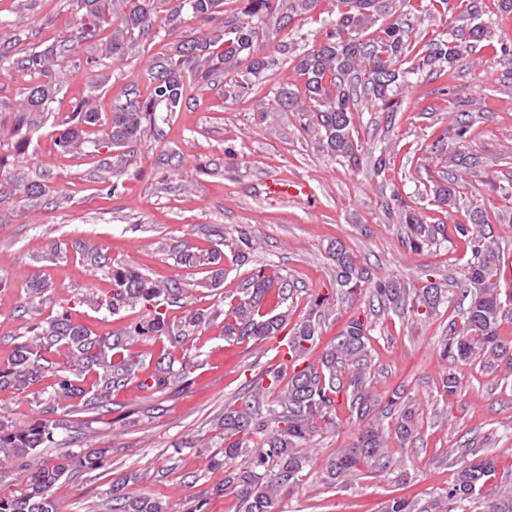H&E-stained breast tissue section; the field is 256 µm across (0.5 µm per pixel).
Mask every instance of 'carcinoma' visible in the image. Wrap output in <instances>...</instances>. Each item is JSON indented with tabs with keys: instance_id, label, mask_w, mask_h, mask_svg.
I'll list each match as a JSON object with an SVG mask.
<instances>
[{
	"instance_id": "carcinoma-1",
	"label": "carcinoma",
	"mask_w": 512,
	"mask_h": 512,
	"mask_svg": "<svg viewBox=\"0 0 512 512\" xmlns=\"http://www.w3.org/2000/svg\"><path fill=\"white\" fill-rule=\"evenodd\" d=\"M156 0H77L84 13L74 43L105 36V51L122 57L137 41L149 35L157 23ZM224 0H180L169 15L166 25L176 28L182 23V11L189 7L192 16L206 25L176 43L170 53L156 58L150 69L153 93L144 100L128 98L113 106L108 143L121 148L141 139L148 126L156 122L160 104L174 112L187 98L190 86L185 83L183 68L194 63L197 84L208 81L216 71L226 74L243 68L240 88L258 79L271 66L269 57L260 54L259 31L264 18L274 13L279 3L288 4L279 18L282 30L294 15L316 7L318 0H245V20L232 23L218 20ZM336 16L327 20L329 34L318 47L292 58L294 70L301 79L295 87H284L278 105L284 112L306 115L304 129L314 135L324 151L352 163L357 160L359 138L353 111L357 91L392 119L398 110L396 91L410 71L403 68L413 53V25L394 10L405 0H336ZM119 12L120 21L111 25L106 13ZM483 25L457 28L448 37L435 36L425 49L415 54L414 70L443 75L463 57L467 48L486 36ZM36 52L16 61L20 71L32 83L20 102L11 135L15 145L27 144L39 113L46 110L57 91L48 67L49 55ZM468 102L461 104L455 115V138L459 148L448 151V166L455 168L452 179L433 187V201L441 207L455 203L464 178L474 174L478 160L466 153L465 135L469 128ZM101 125L98 112L87 104L79 105L63 123L57 139L67 152L82 149L94 129ZM25 196L43 197L50 192L44 183L30 181L15 185ZM400 221L405 225L408 243L418 250L429 244L448 241L446 226L427 224L413 210L403 209ZM458 235L468 238L472 260L467 268L470 301L459 331L448 338L442 356L453 363L467 364L477 358L486 368L506 364L512 371V341H505L499 327L512 321V290L501 289L499 282L500 251L494 239L492 224L484 211L475 207L469 223L454 225ZM329 259L336 269V293L353 296L366 290L370 302L382 311H398L406 305L424 307L431 313L445 301L442 288L427 282L412 289L396 278L372 280L371 273L358 265L355 257L340 240L328 247ZM179 263L190 268L205 267L206 288L220 287L224 277V252L212 248L205 252L185 249ZM180 287L154 281L129 267L112 269V299L106 307L116 312L122 308H152L146 323L125 333L100 335L90 327L76 324L61 316L47 318L31 326L32 341L16 344L7 366L0 368V391L24 390L42 380V370L51 366V357L65 355L62 374L56 382L54 402L63 407L98 408L106 406L112 392L139 380L142 389L163 391L182 383L189 373L190 362L174 368V360L161 354L154 372L139 378L142 361L127 353L126 336H166L186 344L192 329L211 320L205 309L188 312L183 325L174 327L166 314L158 311L163 301L175 295ZM291 291L289 282L278 272L258 270L249 276L242 295L224 302V338L237 342H261L275 338L286 328L288 312L281 310ZM318 313L313 312L295 324L279 341V365L269 374V384L256 383L239 397L236 407L224 410L218 423L222 430L224 485L215 488L221 494L234 492L241 512H283V495L290 494L307 476L310 456L304 444L323 429L336 424V407L345 395L351 415L365 424L356 443L342 448L327 459L322 468L323 484L332 486L341 479L368 468L385 472L400 460L389 451L388 438H395L399 448L417 439L418 407L406 389H398L387 404L373 392L370 380V328L358 318L350 320L343 331L320 353L317 361L308 363L306 356L320 340ZM388 417L394 426L383 428L379 417ZM58 423L39 419L17 424L0 419V470L22 466L27 458L54 440ZM108 449L91 444L79 450L66 449L54 457L28 466L24 484L0 494V512H58L52 498L53 488L76 470L95 471L106 464ZM144 475L132 472L112 482L108 512H167L158 499L149 495L125 492L129 481H141ZM495 457L459 456L455 483L442 496L420 503L404 497L387 501L383 512H454L452 505L469 504L478 512H512V492L502 493L496 482Z\"/></svg>"
}]
</instances>
